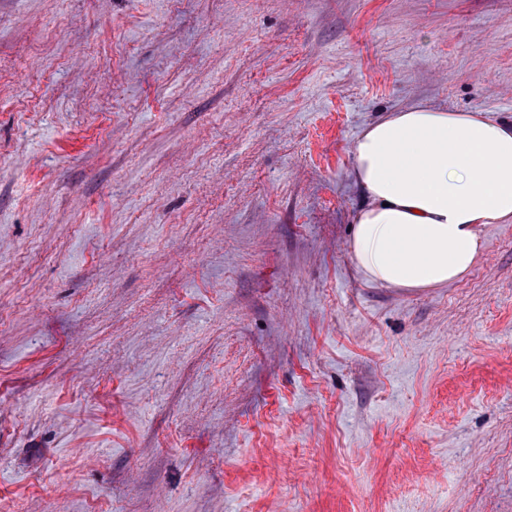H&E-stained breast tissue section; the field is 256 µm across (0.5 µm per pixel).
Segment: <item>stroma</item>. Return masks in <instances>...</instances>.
I'll list each match as a JSON object with an SVG mask.
<instances>
[{"mask_svg":"<svg viewBox=\"0 0 512 512\" xmlns=\"http://www.w3.org/2000/svg\"><path fill=\"white\" fill-rule=\"evenodd\" d=\"M416 105L512 121V0H0V512H512V223L352 257Z\"/></svg>","mask_w":512,"mask_h":512,"instance_id":"1","label":"stroma"}]
</instances>
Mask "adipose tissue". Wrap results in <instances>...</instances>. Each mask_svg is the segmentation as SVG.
I'll return each mask as SVG.
<instances>
[{
    "label": "adipose tissue",
    "mask_w": 512,
    "mask_h": 512,
    "mask_svg": "<svg viewBox=\"0 0 512 512\" xmlns=\"http://www.w3.org/2000/svg\"><path fill=\"white\" fill-rule=\"evenodd\" d=\"M352 156L351 249L372 282L446 286L477 262L483 225L512 223V122L415 106L369 124Z\"/></svg>",
    "instance_id": "1"
}]
</instances>
